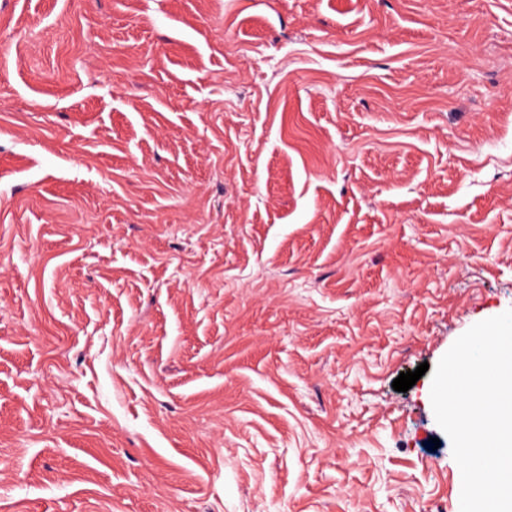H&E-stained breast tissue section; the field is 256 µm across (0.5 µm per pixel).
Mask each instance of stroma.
<instances>
[{
	"label": "stroma",
	"instance_id": "35a3bbf8",
	"mask_svg": "<svg viewBox=\"0 0 512 512\" xmlns=\"http://www.w3.org/2000/svg\"><path fill=\"white\" fill-rule=\"evenodd\" d=\"M510 309L512 0H0V512H460Z\"/></svg>",
	"mask_w": 512,
	"mask_h": 512
}]
</instances>
